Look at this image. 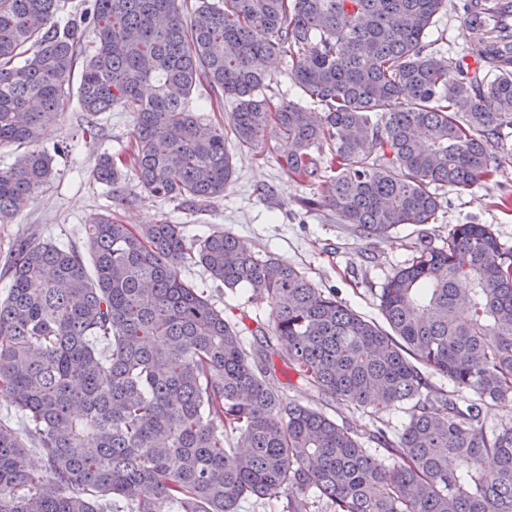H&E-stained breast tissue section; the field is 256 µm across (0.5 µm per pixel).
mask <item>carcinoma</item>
<instances>
[{
	"mask_svg": "<svg viewBox=\"0 0 512 512\" xmlns=\"http://www.w3.org/2000/svg\"><path fill=\"white\" fill-rule=\"evenodd\" d=\"M0 0V223L34 202L54 158L32 148L77 93L96 115L134 114L133 168L154 196L195 204L235 173L224 129L189 109L195 91L235 102L230 132L259 153L286 139L288 176L326 184L324 205L364 238L433 224L439 191L471 189L512 159V58L470 68L429 39L448 0ZM98 41L82 49L81 28ZM288 59L301 98L274 104ZM95 180L121 172L104 155ZM84 255L21 241L0 298V512H237L286 496L288 512H512V247L488 224L422 245L378 294L387 327L260 255L222 227L186 245L179 224L131 228L102 213ZM197 260L270 307L272 339L236 325L182 280ZM307 389L379 412L407 402L396 437L368 440L288 399L272 342ZM458 393L434 388L426 371ZM40 455L38 469L30 465ZM481 422L484 430L489 434L512 425V402L482 406Z\"/></svg>",
	"mask_w": 512,
	"mask_h": 512,
	"instance_id": "1",
	"label": "carcinoma"
}]
</instances>
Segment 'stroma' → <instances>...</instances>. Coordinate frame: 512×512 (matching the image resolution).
<instances>
[{"label":"stroma","mask_w":512,"mask_h":512,"mask_svg":"<svg viewBox=\"0 0 512 512\" xmlns=\"http://www.w3.org/2000/svg\"><path fill=\"white\" fill-rule=\"evenodd\" d=\"M432 36L447 55L475 63L459 0H448ZM90 122L97 126L92 136L84 132ZM133 132L134 118L122 108L92 117L75 101L56 123L43 130L40 149L49 152L64 142L69 151L56 157L55 174L39 189L35 202L8 223H0V297L9 286L4 270L18 240L39 243L52 239L81 250L92 219L106 211L132 226L164 220L181 225L188 241L207 235L214 227H224L255 250L297 268L317 288L333 293L338 301L376 322L382 319L377 293L385 279L410 261L420 243L441 246L449 225L488 224L501 242L512 246V161L503 163L495 176L467 193L442 192L435 223L405 224L391 238L379 240L353 233L322 206L324 184L288 178L282 165L288 151L284 141L270 143L259 154L235 151V175L224 194L193 207L177 198L147 194L129 166L117 185L96 181L92 172L99 157H126ZM178 272L185 282L204 291L223 310L225 319L237 324L245 346H259L270 336V309L250 288L228 290L194 262L179 264ZM271 359L289 398L321 408L352 431L361 434L379 425L395 435L404 428L406 405L392 407L377 418L366 409L338 407L302 385L286 364L284 346H275Z\"/></svg>","instance_id":"obj_1"}]
</instances>
